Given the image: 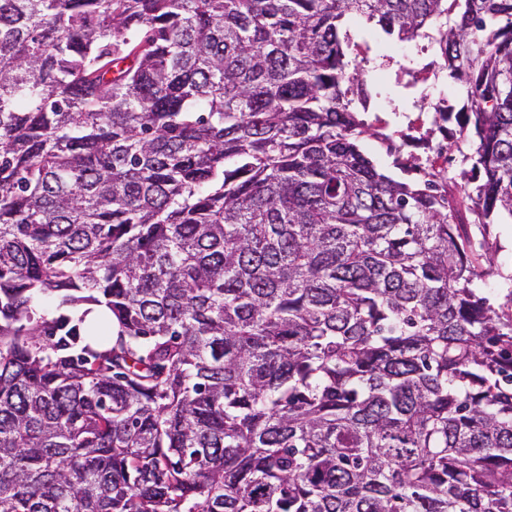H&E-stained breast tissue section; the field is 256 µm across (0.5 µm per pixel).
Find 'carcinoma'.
I'll return each mask as SVG.
<instances>
[{
	"instance_id": "carcinoma-1",
	"label": "carcinoma",
	"mask_w": 512,
	"mask_h": 512,
	"mask_svg": "<svg viewBox=\"0 0 512 512\" xmlns=\"http://www.w3.org/2000/svg\"><path fill=\"white\" fill-rule=\"evenodd\" d=\"M355 19L466 98L448 191ZM505 218L512 0H0V512H512ZM426 44L427 41L401 43L381 37L371 39V50L367 55L369 62L363 64L369 71L368 83L371 90V102L366 118L374 121L375 116L378 115L382 119V124H375L379 126L376 127L379 133L390 134L398 130L408 135L394 136L392 148L387 141L368 136L363 141V147L382 168L401 181L421 179L415 171L407 172L410 165L423 155L422 141L412 138L418 137V134L408 128L409 121L413 122L419 118L420 122L424 123V130L426 128L434 130L432 134L434 143L451 144V150L448 152V170L452 175L459 169L462 153H469L471 148V143L460 134L459 127L454 121L444 124L445 128L439 130L432 125L431 110L427 107L420 110L419 107L413 106V95L408 96L407 91L395 81L397 66L394 65L390 69L378 67L383 55L391 56L395 61H403L401 55L410 54L416 58L414 67L422 68L434 61L435 65L427 67L439 71L438 66L441 61L433 49H422ZM417 45L420 46L419 54L416 51ZM379 74H383L384 77L379 78ZM394 108L396 111H393ZM506 224H493L491 227V240L497 239L498 244L503 248V251L498 253L499 267H496V272H504L509 274L512 272L511 255H512V223L510 220L505 221ZM76 315V310L65 305H60V300L53 296H43L36 303L34 308L33 320L26 322L27 328L35 327L36 325H42V321L51 320L59 315Z\"/></svg>"
}]
</instances>
